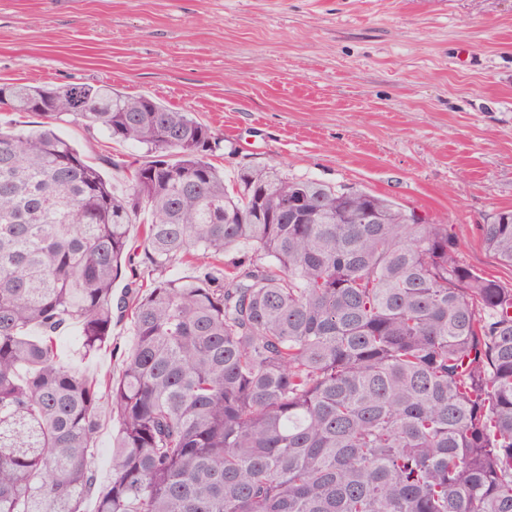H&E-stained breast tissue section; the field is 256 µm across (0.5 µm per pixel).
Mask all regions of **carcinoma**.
<instances>
[{"label": "carcinoma", "mask_w": 512, "mask_h": 512, "mask_svg": "<svg viewBox=\"0 0 512 512\" xmlns=\"http://www.w3.org/2000/svg\"><path fill=\"white\" fill-rule=\"evenodd\" d=\"M2 108L46 122L0 130V512H512V284L448 225L274 166L228 185L221 137L147 95L9 82ZM65 120L142 150L103 158L122 190ZM480 232L512 269V212ZM123 274L135 343L104 384L56 342L112 348ZM116 433L115 422L104 420L98 433L94 462L98 479L102 483H107L111 478V451Z\"/></svg>", "instance_id": "obj_1"}]
</instances>
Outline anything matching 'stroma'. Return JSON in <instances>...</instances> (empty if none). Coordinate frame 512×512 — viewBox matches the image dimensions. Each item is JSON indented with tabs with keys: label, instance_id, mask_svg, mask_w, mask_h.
Listing matches in <instances>:
<instances>
[{
	"label": "stroma",
	"instance_id": "35a3bbf8",
	"mask_svg": "<svg viewBox=\"0 0 512 512\" xmlns=\"http://www.w3.org/2000/svg\"><path fill=\"white\" fill-rule=\"evenodd\" d=\"M109 84L215 130L232 180L273 166L442 222L512 210V0H0V82Z\"/></svg>",
	"mask_w": 512,
	"mask_h": 512
}]
</instances>
